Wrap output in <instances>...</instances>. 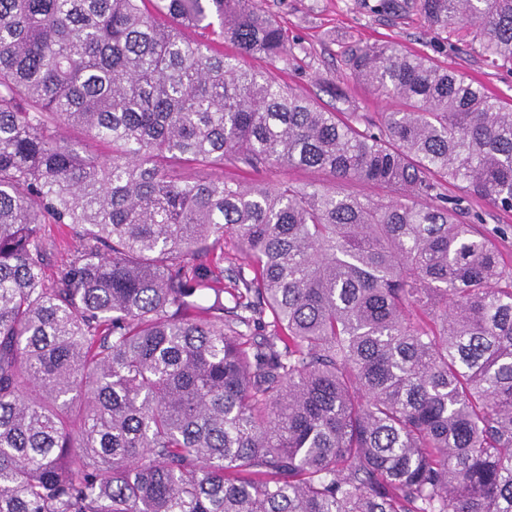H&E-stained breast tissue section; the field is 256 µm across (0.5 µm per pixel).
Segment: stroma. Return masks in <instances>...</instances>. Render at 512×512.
I'll use <instances>...</instances> for the list:
<instances>
[{
    "mask_svg": "<svg viewBox=\"0 0 512 512\" xmlns=\"http://www.w3.org/2000/svg\"><path fill=\"white\" fill-rule=\"evenodd\" d=\"M377 0H257L286 30L289 41L303 51L296 62L245 58L246 66L269 72L300 93L331 103L329 87L348 88L363 111L384 112L393 104L353 81L344 55L354 46L374 42H397L424 51L441 64L452 65L470 75L501 100L512 103V68L492 67L467 43L456 37L431 32L415 7L377 13Z\"/></svg>",
    "mask_w": 512,
    "mask_h": 512,
    "instance_id": "1",
    "label": "stroma"
}]
</instances>
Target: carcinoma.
Segmentation results:
<instances>
[{"label":"carcinoma","instance_id":"1","mask_svg":"<svg viewBox=\"0 0 512 512\" xmlns=\"http://www.w3.org/2000/svg\"><path fill=\"white\" fill-rule=\"evenodd\" d=\"M415 4L512 64V0ZM298 50L255 0H0V512H512V224L471 208L512 211V105L393 42L346 57L377 119L242 63ZM272 181L287 178L299 184H330L331 180L326 172L315 169H279L268 174Z\"/></svg>","mask_w":512,"mask_h":512}]
</instances>
